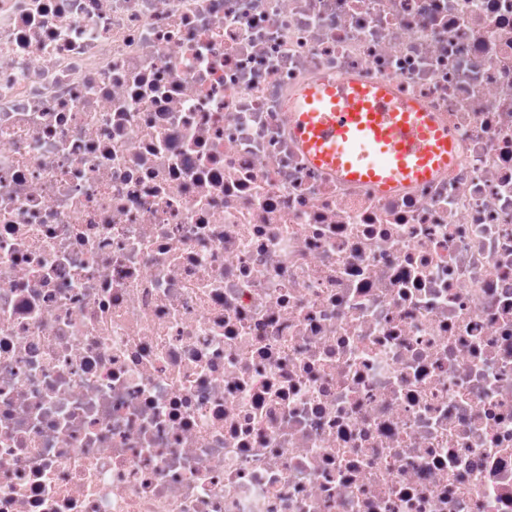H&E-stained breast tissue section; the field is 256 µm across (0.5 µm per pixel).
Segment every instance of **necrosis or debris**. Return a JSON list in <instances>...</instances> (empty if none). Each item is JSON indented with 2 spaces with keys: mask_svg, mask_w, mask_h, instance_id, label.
Listing matches in <instances>:
<instances>
[{
  "mask_svg": "<svg viewBox=\"0 0 512 512\" xmlns=\"http://www.w3.org/2000/svg\"><path fill=\"white\" fill-rule=\"evenodd\" d=\"M323 80L457 163L315 166ZM0 512H512V0H0ZM291 125L314 165L385 191L458 160L448 130L379 81L315 84L296 103Z\"/></svg>",
  "mask_w": 512,
  "mask_h": 512,
  "instance_id": "obj_1",
  "label": "necrosis or debris"
}]
</instances>
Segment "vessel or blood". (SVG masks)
<instances>
[{
    "label": "vessel or blood",
    "mask_w": 512,
    "mask_h": 512,
    "mask_svg": "<svg viewBox=\"0 0 512 512\" xmlns=\"http://www.w3.org/2000/svg\"><path fill=\"white\" fill-rule=\"evenodd\" d=\"M291 125L314 165L385 191L457 161L448 130L378 81L309 87L291 113Z\"/></svg>",
    "instance_id": "vessel-or-blood-1"
}]
</instances>
